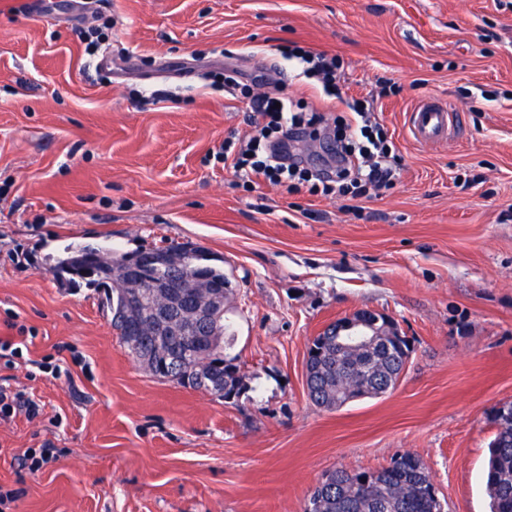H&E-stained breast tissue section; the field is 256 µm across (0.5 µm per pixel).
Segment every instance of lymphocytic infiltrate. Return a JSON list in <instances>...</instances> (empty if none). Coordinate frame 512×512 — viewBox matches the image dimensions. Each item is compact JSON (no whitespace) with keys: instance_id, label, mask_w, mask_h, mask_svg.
<instances>
[{"instance_id":"lymphocytic-infiltrate-1","label":"lymphocytic infiltrate","mask_w":512,"mask_h":512,"mask_svg":"<svg viewBox=\"0 0 512 512\" xmlns=\"http://www.w3.org/2000/svg\"><path fill=\"white\" fill-rule=\"evenodd\" d=\"M282 55L296 61L302 77L320 87L325 97L344 103L347 113L337 117L333 128L336 152L332 166L307 167L303 158L288 149L295 134L319 133L326 121L320 109L299 112L294 100L270 93L250 96L248 108L254 133L245 140H225L220 159L227 161L244 183L262 179L290 192L305 187L313 194L359 197L368 189L392 185L397 168L387 136L375 120L369 101L344 100L340 60L298 46L283 49Z\"/></svg>"}]
</instances>
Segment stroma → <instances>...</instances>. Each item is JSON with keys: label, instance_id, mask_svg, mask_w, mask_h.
<instances>
[{"label": "stroma", "instance_id": "35a3bbf8", "mask_svg": "<svg viewBox=\"0 0 512 512\" xmlns=\"http://www.w3.org/2000/svg\"><path fill=\"white\" fill-rule=\"evenodd\" d=\"M107 29L115 72L80 34ZM343 61V92L374 97L399 163L393 187L350 199L244 186L217 159L251 135L247 102L205 79L323 107L280 55ZM397 83L385 96L384 85ZM159 90L166 100L141 102ZM459 111L448 141L408 114ZM134 255L173 243L218 259L244 386L231 400L153 377L123 347L103 290L50 268L70 243ZM372 310L412 353L391 394L313 406L307 348ZM0 386L41 411L0 419L12 512H302L324 473L424 461L443 512H488L493 412L512 401V0H0ZM56 448L39 471L28 449ZM453 112L449 104L429 97L409 114V125L415 138L422 143L446 142L454 132Z\"/></svg>", "mask_w": 512, "mask_h": 512}]
</instances>
